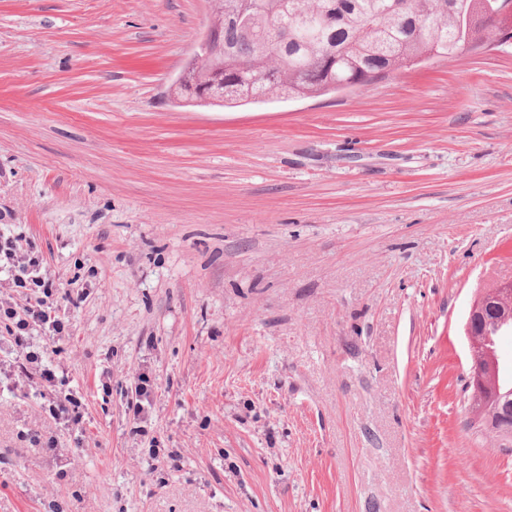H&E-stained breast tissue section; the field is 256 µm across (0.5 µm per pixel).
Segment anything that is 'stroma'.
Returning a JSON list of instances; mask_svg holds the SVG:
<instances>
[{"mask_svg":"<svg viewBox=\"0 0 512 512\" xmlns=\"http://www.w3.org/2000/svg\"><path fill=\"white\" fill-rule=\"evenodd\" d=\"M207 24L0 0V233L69 295L84 404L0 382V512H512L465 335L512 279V49L224 109L168 94ZM45 412L61 426L77 425L80 422L79 408L81 402L73 393L57 392L56 389H50L48 396L43 393Z\"/></svg>","mask_w":512,"mask_h":512,"instance_id":"obj_1","label":"stroma"}]
</instances>
